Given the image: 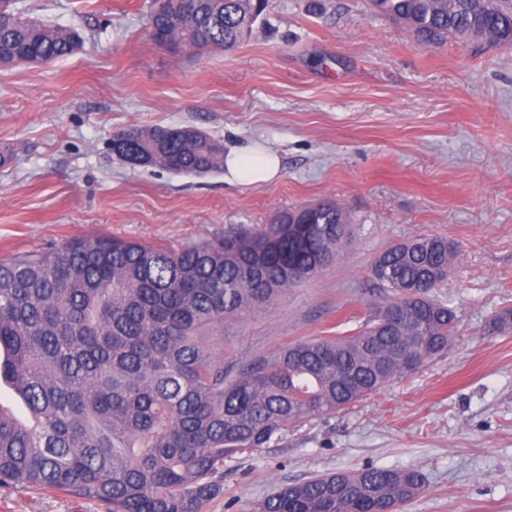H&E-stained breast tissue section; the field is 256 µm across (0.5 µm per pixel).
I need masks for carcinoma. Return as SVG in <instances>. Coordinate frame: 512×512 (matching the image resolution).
Returning a JSON list of instances; mask_svg holds the SVG:
<instances>
[{"instance_id":"carcinoma-1","label":"carcinoma","mask_w":512,"mask_h":512,"mask_svg":"<svg viewBox=\"0 0 512 512\" xmlns=\"http://www.w3.org/2000/svg\"><path fill=\"white\" fill-rule=\"evenodd\" d=\"M371 9L434 45L453 35L512 46V0H369ZM149 25L195 50L232 49L269 0H167ZM83 46L0 0V65L47 64ZM116 130L120 161L147 156L175 174L224 169V142L192 126ZM354 233L326 200L278 212L219 242L160 248L76 238L0 258V380L26 418L0 409V488L57 492L98 512H204L223 487L224 460L265 448L290 424L322 418L448 350L457 315L434 295L455 252L438 235L382 251L372 275L382 300L346 336L297 341L224 368V326L316 278ZM414 319L394 328L386 311ZM512 330V307L489 332ZM425 490L412 468L364 467L281 486L259 512L399 509Z\"/></svg>"}]
</instances>
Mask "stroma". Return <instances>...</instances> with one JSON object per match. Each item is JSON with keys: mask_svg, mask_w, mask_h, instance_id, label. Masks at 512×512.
<instances>
[{"mask_svg": "<svg viewBox=\"0 0 512 512\" xmlns=\"http://www.w3.org/2000/svg\"><path fill=\"white\" fill-rule=\"evenodd\" d=\"M270 0L237 47L161 45L150 0H19L80 32L83 49L49 65H0V257L73 238L158 247L216 241L281 210L330 198L355 226L321 274L229 328L224 362L356 328L380 293L371 263L422 235L456 248L437 288L458 316L448 351L334 415L225 460L206 512H256L286 483L365 466L426 478L400 512H512V47L425 46L366 0ZM193 126L225 150L260 141L279 179L231 184L112 155L113 131ZM0 512H97L60 493L0 489Z\"/></svg>", "mask_w": 512, "mask_h": 512, "instance_id": "1", "label": "stroma"}]
</instances>
